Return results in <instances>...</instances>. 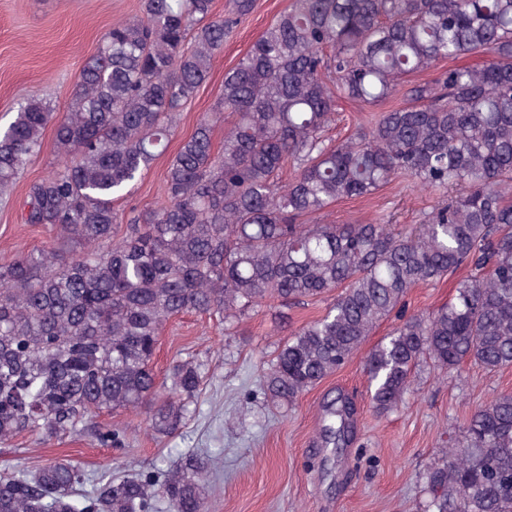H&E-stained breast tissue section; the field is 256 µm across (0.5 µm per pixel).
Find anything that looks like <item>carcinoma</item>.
Instances as JSON below:
<instances>
[{
	"instance_id": "carcinoma-1",
	"label": "carcinoma",
	"mask_w": 512,
	"mask_h": 512,
	"mask_svg": "<svg viewBox=\"0 0 512 512\" xmlns=\"http://www.w3.org/2000/svg\"><path fill=\"white\" fill-rule=\"evenodd\" d=\"M254 0H142V15L109 29L83 65L67 112L31 101L0 131V191L45 148L62 165L31 183L25 224L51 246L0 265V445L87 434L120 447L126 430L104 409L144 407L152 429L175 432L204 385L202 364L176 359L168 385L150 361L164 324L185 313L231 327L267 300L326 313L283 342L261 375L292 405L344 366L383 320L398 317L365 361L381 414L404 402L430 361L512 367V0H291L237 64L222 97L182 140L165 173L166 199L119 216L113 202L167 148L178 112L206 82L224 35ZM479 54L433 83L411 84L408 106L381 113L341 142L325 131L344 98H391L405 76ZM229 113L224 146L213 125ZM293 170L282 182L283 171ZM410 177L446 195L406 229L306 224L340 199L368 197ZM465 266L448 304L401 314L413 288ZM322 444L350 441L353 402L326 404ZM208 461L83 489L84 473L54 460L0 474V512H204ZM426 512H512V393L471 414L462 440L424 475Z\"/></svg>"
}]
</instances>
